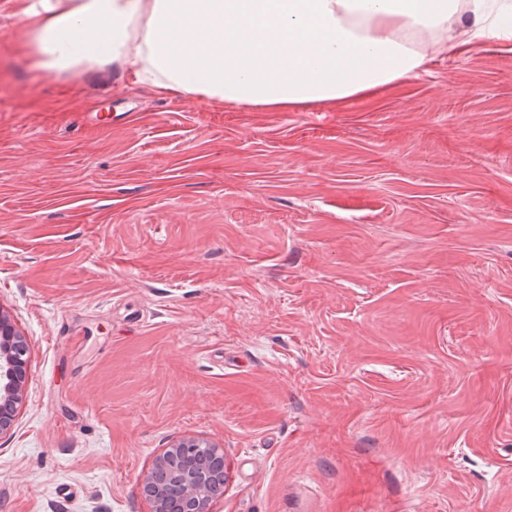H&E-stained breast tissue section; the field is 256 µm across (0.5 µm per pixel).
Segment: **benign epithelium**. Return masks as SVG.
I'll return each mask as SVG.
<instances>
[{"instance_id":"obj_1","label":"benign epithelium","mask_w":512,"mask_h":512,"mask_svg":"<svg viewBox=\"0 0 512 512\" xmlns=\"http://www.w3.org/2000/svg\"><path fill=\"white\" fill-rule=\"evenodd\" d=\"M29 349L24 335L0 310V435L8 431L24 402ZM226 477L224 448L186 436L176 440L140 477L152 512H170V493L177 489L183 512H210V485Z\"/></svg>"}]
</instances>
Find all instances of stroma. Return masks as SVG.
<instances>
[{
	"instance_id": "stroma-1",
	"label": "stroma",
	"mask_w": 512,
	"mask_h": 512,
	"mask_svg": "<svg viewBox=\"0 0 512 512\" xmlns=\"http://www.w3.org/2000/svg\"><path fill=\"white\" fill-rule=\"evenodd\" d=\"M0 16V512H512V51L305 112L48 74ZM28 369L25 337L0 308V435L11 428L24 402ZM174 468L181 472L179 480L173 478ZM224 477V448L209 440L186 436L176 440L153 460L141 475L140 484L151 503L152 512H170L169 496L173 488L183 499L182 512H210L215 498L210 485Z\"/></svg>"
}]
</instances>
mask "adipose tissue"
<instances>
[{
	"instance_id": "ef3b65f1",
	"label": "adipose tissue",
	"mask_w": 512,
	"mask_h": 512,
	"mask_svg": "<svg viewBox=\"0 0 512 512\" xmlns=\"http://www.w3.org/2000/svg\"><path fill=\"white\" fill-rule=\"evenodd\" d=\"M45 71L128 70L172 98L299 112L376 94L439 54L512 50V0H0Z\"/></svg>"
}]
</instances>
